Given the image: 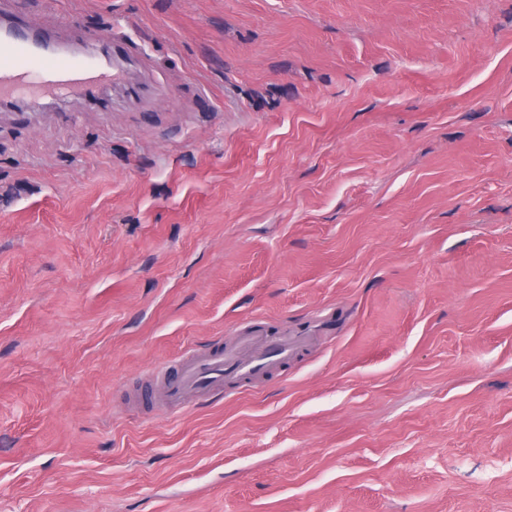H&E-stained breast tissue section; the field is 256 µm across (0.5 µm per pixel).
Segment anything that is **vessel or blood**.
<instances>
[{
  "mask_svg": "<svg viewBox=\"0 0 512 512\" xmlns=\"http://www.w3.org/2000/svg\"><path fill=\"white\" fill-rule=\"evenodd\" d=\"M41 33L14 37L0 45V99L51 95L90 96L104 74L93 60L68 53L38 51ZM310 342L306 336H279L256 329L205 352L187 351L175 371H158V397L176 409L210 393L268 376Z\"/></svg>",
  "mask_w": 512,
  "mask_h": 512,
  "instance_id": "obj_1",
  "label": "vessel or blood"
}]
</instances>
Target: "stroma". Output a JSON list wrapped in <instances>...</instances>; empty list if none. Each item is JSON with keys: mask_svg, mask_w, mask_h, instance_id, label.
<instances>
[{"mask_svg": "<svg viewBox=\"0 0 512 512\" xmlns=\"http://www.w3.org/2000/svg\"><path fill=\"white\" fill-rule=\"evenodd\" d=\"M134 93L0 109V512H512V0H24ZM312 343L176 412L245 327Z\"/></svg>", "mask_w": 512, "mask_h": 512, "instance_id": "stroma-1", "label": "stroma"}]
</instances>
